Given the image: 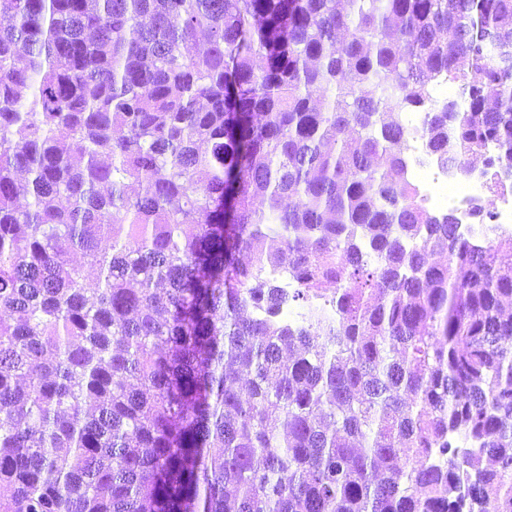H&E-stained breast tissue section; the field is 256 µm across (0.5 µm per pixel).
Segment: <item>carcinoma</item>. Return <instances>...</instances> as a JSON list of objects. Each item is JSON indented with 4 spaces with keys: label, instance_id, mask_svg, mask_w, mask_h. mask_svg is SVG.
Masks as SVG:
<instances>
[{
    "label": "carcinoma",
    "instance_id": "obj_1",
    "mask_svg": "<svg viewBox=\"0 0 512 512\" xmlns=\"http://www.w3.org/2000/svg\"><path fill=\"white\" fill-rule=\"evenodd\" d=\"M510 43L512 0H0V512H512V232L424 205L400 119L490 220Z\"/></svg>",
    "mask_w": 512,
    "mask_h": 512
}]
</instances>
